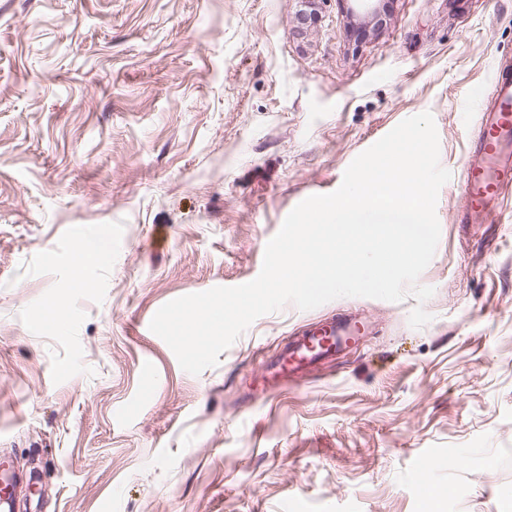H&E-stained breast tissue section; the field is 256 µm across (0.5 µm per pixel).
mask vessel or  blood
I'll use <instances>...</instances> for the list:
<instances>
[{"label":"vessel or blood","instance_id":"b4317fda","mask_svg":"<svg viewBox=\"0 0 512 512\" xmlns=\"http://www.w3.org/2000/svg\"><path fill=\"white\" fill-rule=\"evenodd\" d=\"M477 127L459 191L460 216L465 224L488 223L493 203L512 190V69L497 67L489 104L480 112ZM359 339L360 328L353 319L328 322L319 331L289 337L280 352L263 363L262 392H277L315 362L332 357ZM17 481L12 466L0 462V512H13Z\"/></svg>","mask_w":512,"mask_h":512}]
</instances>
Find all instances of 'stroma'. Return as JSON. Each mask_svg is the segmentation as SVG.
<instances>
[{
  "mask_svg": "<svg viewBox=\"0 0 512 512\" xmlns=\"http://www.w3.org/2000/svg\"><path fill=\"white\" fill-rule=\"evenodd\" d=\"M299 8L0 0V459L37 482L17 512H512V194L457 219L512 0H382L363 35L343 0ZM425 111L451 173L431 321L410 296L288 304L185 372L157 310L256 278L297 204ZM348 314L356 345L259 393L263 358Z\"/></svg>",
  "mask_w": 512,
  "mask_h": 512,
  "instance_id": "1",
  "label": "stroma"
}]
</instances>
